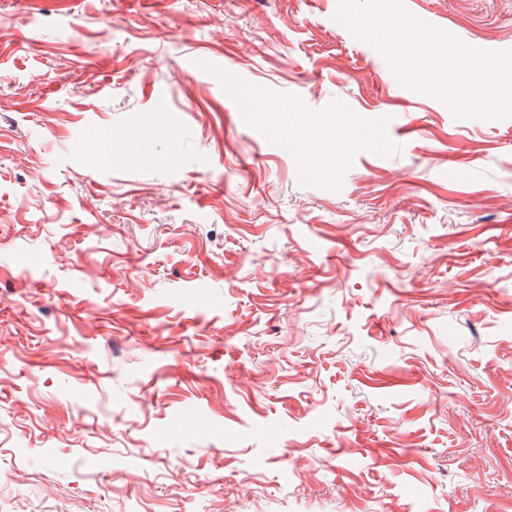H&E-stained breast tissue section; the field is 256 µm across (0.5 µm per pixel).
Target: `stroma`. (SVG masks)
<instances>
[{"mask_svg": "<svg viewBox=\"0 0 512 512\" xmlns=\"http://www.w3.org/2000/svg\"><path fill=\"white\" fill-rule=\"evenodd\" d=\"M405 4L512 49V0ZM336 10L0 0V512H512V119ZM115 134L112 132L106 133L105 135H97L92 141L95 144V150L91 151L97 162L110 163L116 159L132 160L133 157L130 155H115L112 152V140L115 138Z\"/></svg>", "mask_w": 512, "mask_h": 512, "instance_id": "stroma-1", "label": "stroma"}]
</instances>
